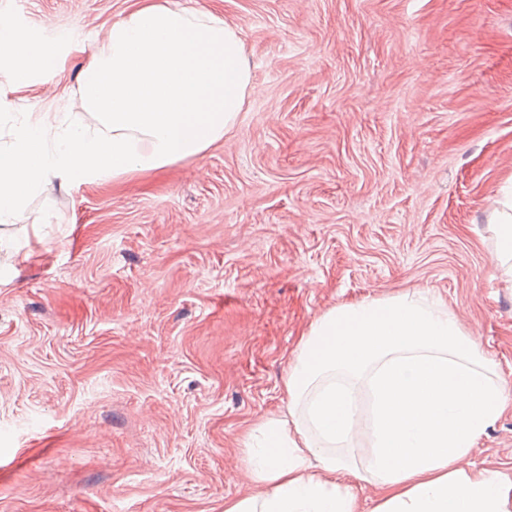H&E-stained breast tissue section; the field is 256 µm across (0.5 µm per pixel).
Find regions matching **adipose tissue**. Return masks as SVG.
Wrapping results in <instances>:
<instances>
[{
    "instance_id": "adipose-tissue-1",
    "label": "adipose tissue",
    "mask_w": 512,
    "mask_h": 512,
    "mask_svg": "<svg viewBox=\"0 0 512 512\" xmlns=\"http://www.w3.org/2000/svg\"><path fill=\"white\" fill-rule=\"evenodd\" d=\"M54 54L0 28V81L52 71ZM250 63L237 27L212 12L144 0L97 42L80 79L95 126L65 113L15 120L0 144V223L53 179L154 170L221 139L242 111ZM494 367L442 299L405 292L337 306L302 341L285 390L294 416L266 421L249 448L261 494L224 512H363L359 482L381 491L372 512H512V479L463 468L505 409ZM371 393V410L356 388ZM368 425L373 452L345 449Z\"/></svg>"
}]
</instances>
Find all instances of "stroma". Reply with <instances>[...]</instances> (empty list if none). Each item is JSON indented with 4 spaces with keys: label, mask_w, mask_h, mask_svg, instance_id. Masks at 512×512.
Masks as SVG:
<instances>
[{
    "label": "stroma",
    "mask_w": 512,
    "mask_h": 512,
    "mask_svg": "<svg viewBox=\"0 0 512 512\" xmlns=\"http://www.w3.org/2000/svg\"><path fill=\"white\" fill-rule=\"evenodd\" d=\"M251 66L224 138L155 170L55 184L0 224V512H224L249 434L288 414L330 309L441 297L506 410L464 465L512 476V288L490 222L512 185V0H172ZM140 0H0L60 64L0 89L86 124L97 38Z\"/></svg>",
    "instance_id": "stroma-1"
}]
</instances>
